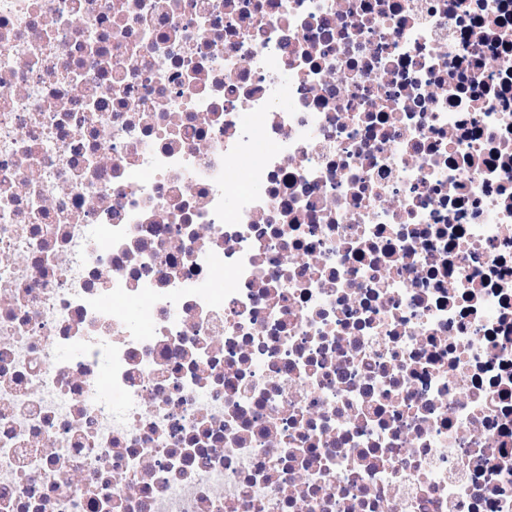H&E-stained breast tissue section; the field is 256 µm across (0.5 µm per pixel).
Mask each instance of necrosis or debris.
<instances>
[{
    "instance_id": "4bbe7bcc",
    "label": "necrosis or debris",
    "mask_w": 512,
    "mask_h": 512,
    "mask_svg": "<svg viewBox=\"0 0 512 512\" xmlns=\"http://www.w3.org/2000/svg\"><path fill=\"white\" fill-rule=\"evenodd\" d=\"M0 512H512V0H0Z\"/></svg>"
}]
</instances>
